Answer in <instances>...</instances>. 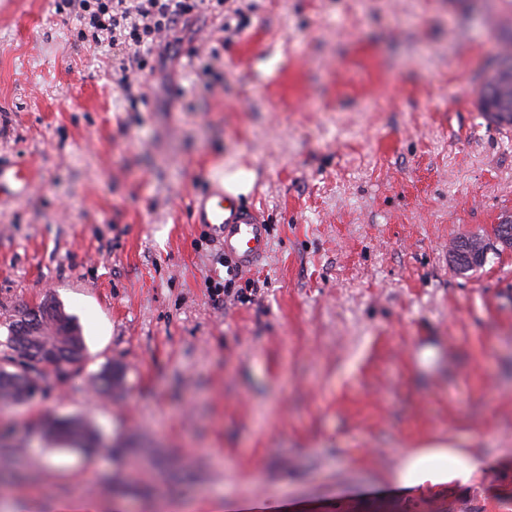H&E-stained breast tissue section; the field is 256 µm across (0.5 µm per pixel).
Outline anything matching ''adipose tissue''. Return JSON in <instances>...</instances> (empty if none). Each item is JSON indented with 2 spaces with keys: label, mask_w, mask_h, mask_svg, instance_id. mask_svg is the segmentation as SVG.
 Here are the masks:
<instances>
[{
  "label": "adipose tissue",
  "mask_w": 512,
  "mask_h": 512,
  "mask_svg": "<svg viewBox=\"0 0 512 512\" xmlns=\"http://www.w3.org/2000/svg\"><path fill=\"white\" fill-rule=\"evenodd\" d=\"M485 461L476 456L449 458L447 449L431 448L410 455L405 462L388 479L398 487H417L424 484H439L450 479L469 482L479 475Z\"/></svg>",
  "instance_id": "ef3b65f1"
}]
</instances>
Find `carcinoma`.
<instances>
[{"label": "carcinoma", "mask_w": 512, "mask_h": 512, "mask_svg": "<svg viewBox=\"0 0 512 512\" xmlns=\"http://www.w3.org/2000/svg\"><path fill=\"white\" fill-rule=\"evenodd\" d=\"M508 66L490 70L481 84L478 108L500 124H512V53L503 54ZM7 348L17 356H6L0 362V402H22L31 399L41 385L48 383L53 368L60 374L80 363L85 344L78 325L59 304L46 300L35 310H24L9 324ZM125 381V369L115 363L98 377L100 387L112 392ZM44 435L52 442L81 450L98 452L101 440L93 428L78 418H55L45 423Z\"/></svg>", "instance_id": "1"}]
</instances>
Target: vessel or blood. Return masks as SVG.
Segmentation results:
<instances>
[{"mask_svg": "<svg viewBox=\"0 0 512 512\" xmlns=\"http://www.w3.org/2000/svg\"><path fill=\"white\" fill-rule=\"evenodd\" d=\"M33 187V178L24 165L0 163L1 201L24 200ZM191 219L207 225L225 258L239 270H253L270 252V233L264 217L229 191L223 180H213L206 194L194 198Z\"/></svg>", "mask_w": 512, "mask_h": 512, "instance_id": "obj_1", "label": "vessel or blood"}]
</instances>
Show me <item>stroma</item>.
Instances as JSON below:
<instances>
[{
  "instance_id": "35a3bbf8",
  "label": "stroma",
  "mask_w": 512,
  "mask_h": 512,
  "mask_svg": "<svg viewBox=\"0 0 512 512\" xmlns=\"http://www.w3.org/2000/svg\"><path fill=\"white\" fill-rule=\"evenodd\" d=\"M55 0H0V352L55 299L80 368L0 404V512H512V125L475 91L512 0H203L125 92L112 48ZM271 251L229 276L195 196L220 174ZM125 387L94 380L113 362ZM79 416L104 451L63 448ZM483 457L413 489L407 453ZM28 169L18 163H0V200L19 202L26 199L34 187ZM44 435L58 445L81 450L99 452L101 440L93 428L78 418H55L45 423Z\"/></svg>"
}]
</instances>
